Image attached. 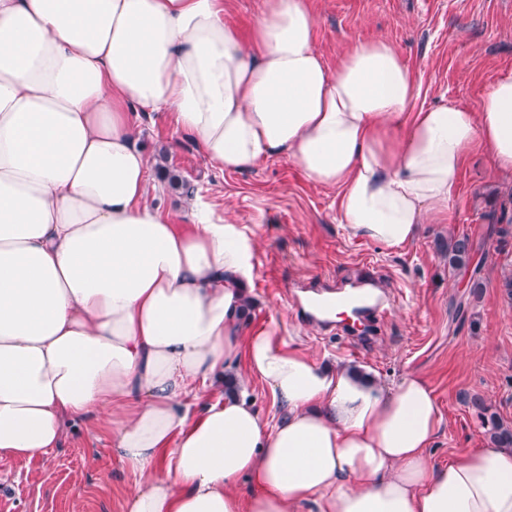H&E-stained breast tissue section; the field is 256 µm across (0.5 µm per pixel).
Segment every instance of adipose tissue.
I'll use <instances>...</instances> for the list:
<instances>
[{
  "mask_svg": "<svg viewBox=\"0 0 512 512\" xmlns=\"http://www.w3.org/2000/svg\"><path fill=\"white\" fill-rule=\"evenodd\" d=\"M305 0H265L249 36L224 0H0V455L29 460L94 415L140 476L127 512H512V448L428 454L420 375L383 387L245 330L255 243L192 198L149 201L142 115L168 111L218 170L282 156L341 190V223L389 248L455 200L479 146L512 172V70L479 107L411 111L387 41L335 70ZM283 408L264 417L224 377ZM215 401L191 413L193 390Z\"/></svg>",
  "mask_w": 512,
  "mask_h": 512,
  "instance_id": "adipose-tissue-1",
  "label": "adipose tissue"
}]
</instances>
